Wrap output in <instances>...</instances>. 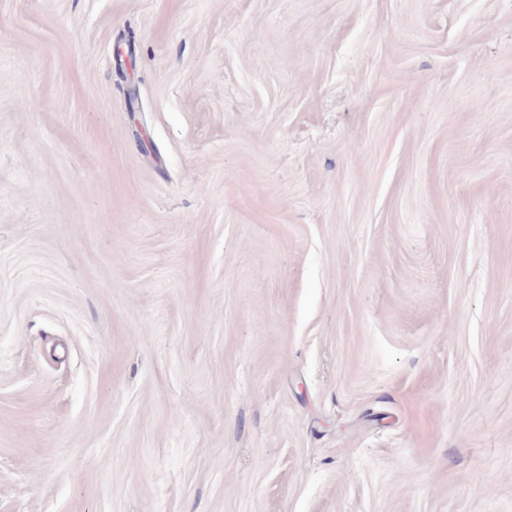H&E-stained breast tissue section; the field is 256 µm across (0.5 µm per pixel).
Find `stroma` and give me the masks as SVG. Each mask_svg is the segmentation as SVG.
Listing matches in <instances>:
<instances>
[{"instance_id":"stroma-1","label":"stroma","mask_w":512,"mask_h":512,"mask_svg":"<svg viewBox=\"0 0 512 512\" xmlns=\"http://www.w3.org/2000/svg\"><path fill=\"white\" fill-rule=\"evenodd\" d=\"M0 512H512V0H0Z\"/></svg>"}]
</instances>
